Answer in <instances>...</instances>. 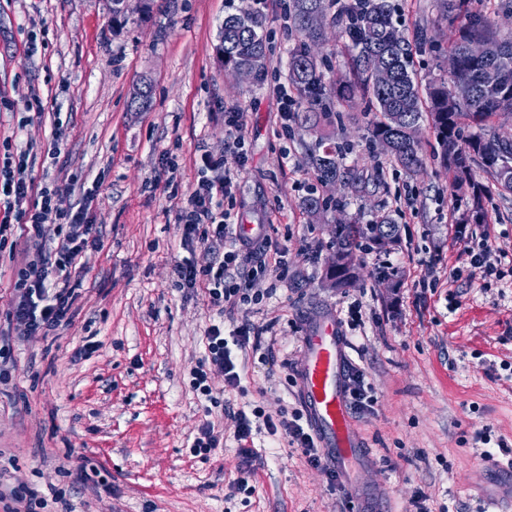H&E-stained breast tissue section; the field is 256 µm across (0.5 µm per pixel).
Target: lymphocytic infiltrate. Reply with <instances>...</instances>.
Here are the masks:
<instances>
[{
	"label": "lymphocytic infiltrate",
	"instance_id": "1",
	"mask_svg": "<svg viewBox=\"0 0 512 512\" xmlns=\"http://www.w3.org/2000/svg\"><path fill=\"white\" fill-rule=\"evenodd\" d=\"M27 150L6 146L0 153V245L26 242L35 250L34 257L23 259L12 281L16 293L11 321L25 334L52 331L67 316L75 298L70 288V269L85 248L96 245L93 226L85 209L60 213L56 200L63 187L58 183L37 185ZM235 182L234 172L223 158L202 153L197 180L177 207L181 242L185 248L200 243L214 248L217 255L206 268L193 260L175 262L173 272L180 287L205 289L213 306L230 314L241 304H260L251 293L250 283L259 276L279 279L287 264L288 248L263 233L244 238L238 233L236 216L224 205ZM267 326L245 323L231 331L213 325L206 330V368L193 373V388L211 396L209 371L224 375L226 389H237L240 375L232 358L233 349H246L251 340L267 333ZM234 435L242 467H250L255 456L251 446L253 422L262 419L269 434L284 431L289 445L301 448L309 463L324 465L309 427L301 422V413L273 421L261 411L232 413Z\"/></svg>",
	"mask_w": 512,
	"mask_h": 512
}]
</instances>
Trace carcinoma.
Segmentation results:
<instances>
[{"mask_svg": "<svg viewBox=\"0 0 512 512\" xmlns=\"http://www.w3.org/2000/svg\"><path fill=\"white\" fill-rule=\"evenodd\" d=\"M327 8L328 0L288 3V20L297 37L289 52L288 79L300 103L306 104L304 110L296 113L295 121L311 128L318 127L329 116L327 112L313 111V106L326 95V88L320 64L310 51V43L322 38L323 32L309 24L313 15H324ZM348 8L350 22L342 35L351 51L354 83L343 85L336 92L357 91L368 99L369 110L364 118L371 144L409 174L418 172L424 164L422 143L411 139V130L429 117L448 173L457 185L466 183L471 189V223H484L486 216L480 205L483 188L470 180L474 166H481L503 191L512 193V140L483 128L491 116L512 110V40L497 39L490 26L480 19L458 30L450 45V55L455 59L453 70L434 79L423 94L415 81L412 63L413 51L432 42L428 31H420L413 42L402 32L398 39H392L393 32L398 30L392 0H359L357 4H348ZM261 28L262 21L254 12L224 17L219 41L225 70L234 74L247 67L257 81L263 80L268 46ZM474 41L485 45V56L475 58L469 54L468 46ZM380 67L393 72V79L386 85L373 80ZM473 125L480 127V131L465 133ZM349 150L350 145L344 141L320 140L308 157L317 180L365 187L370 178L345 163ZM303 205L308 213L317 215L331 206L344 210L345 200L339 196L330 201L312 192ZM398 241V224L389 213L368 224L350 219L336 225L331 241L334 260L326 270L330 287L344 288L357 281L355 251H381Z\"/></svg>", "mask_w": 512, "mask_h": 512, "instance_id": "1", "label": "carcinoma"}]
</instances>
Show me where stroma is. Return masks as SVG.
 Masks as SVG:
<instances>
[{"mask_svg":"<svg viewBox=\"0 0 512 512\" xmlns=\"http://www.w3.org/2000/svg\"><path fill=\"white\" fill-rule=\"evenodd\" d=\"M407 37L427 30L435 46L415 53L421 86L448 68L455 31L481 16L499 35L512 34V0H462L445 12L440 0H393ZM288 0H267L261 15L269 45L262 83L231 75L215 47L224 17L253 0H0V141L27 147L36 181H64L60 210L88 206L100 246L86 249L71 273L78 296L67 322L49 335L9 330L10 283L20 254L0 250V331L11 346L10 385L0 386V484L37 488L41 512H348L366 496L383 512H483L503 475L482 454L498 441L512 446V276H472L466 242L455 223L469 207L440 163V147L421 122L425 165L405 173L371 155L362 96H326L343 123L283 133L274 83L288 81L295 33ZM341 24L325 22L312 45L326 87L352 76ZM152 84L148 108L130 97ZM40 107H33V100ZM248 114V160L224 152V114ZM347 140V166L378 169L379 184L361 190L318 183L307 156L319 136ZM60 155L51 158V146ZM237 170L233 205L243 224H265L288 248V273L269 295V279L252 283L261 305H242L235 323L272 325L262 349L237 352L240 389L210 382L221 404L192 388L206 354L205 332L226 316L204 290L176 285L172 265L192 255L213 260L208 246L183 249L177 204L197 178L202 153ZM176 157L174 177L164 156ZM487 220L467 235L488 237L512 254V194L481 169ZM345 196V211L313 218L302 202L310 190ZM411 207L396 210V197ZM394 212L399 241L390 253H358L351 288L325 281L331 230L344 217L369 223ZM434 267H426L429 258ZM392 262L398 290L383 288L378 266ZM334 312L354 368L375 405L354 413L369 464L349 482L331 483L301 449L255 433L258 454L246 489H235L239 449L228 409L261 408L279 419L302 411L295 368L311 314ZM211 424L221 448L196 454L198 429ZM489 432L490 443L480 439Z\"/></svg>","mask_w":512,"mask_h":512,"instance_id":"obj_1","label":"stroma"}]
</instances>
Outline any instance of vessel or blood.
<instances>
[{
    "mask_svg": "<svg viewBox=\"0 0 512 512\" xmlns=\"http://www.w3.org/2000/svg\"><path fill=\"white\" fill-rule=\"evenodd\" d=\"M348 345L334 313L313 315L302 338L296 379L307 421L333 468L349 471L366 453L346 395Z\"/></svg>",
    "mask_w": 512,
    "mask_h": 512,
    "instance_id": "obj_1",
    "label": "vessel or blood"
}]
</instances>
